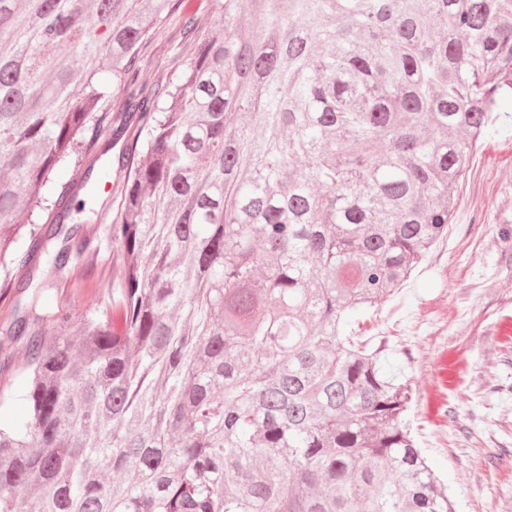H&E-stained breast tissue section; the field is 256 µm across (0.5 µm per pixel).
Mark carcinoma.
<instances>
[{
	"label": "carcinoma",
	"instance_id": "1",
	"mask_svg": "<svg viewBox=\"0 0 512 512\" xmlns=\"http://www.w3.org/2000/svg\"><path fill=\"white\" fill-rule=\"evenodd\" d=\"M510 98L512 0H0V267L64 269L55 171L135 127L120 298L7 330L0 512H453L348 317L448 236ZM187 52L181 54L175 58L173 55L160 57L157 64L146 74L145 79L149 85L153 84H165L172 78L175 79L176 75H179L180 69L182 68L181 62L187 60ZM179 65V66H178ZM64 245V242L62 241V238L57 239L54 244L50 247V254L45 253L43 251L35 253L27 266L22 267L21 265H12L11 267V274H13V277H16V281H20L24 279L26 276L29 267L37 266L39 268H44L48 265V262L52 258V254L58 251L62 246Z\"/></svg>",
	"mask_w": 512,
	"mask_h": 512
}]
</instances>
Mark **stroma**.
I'll return each mask as SVG.
<instances>
[{
  "mask_svg": "<svg viewBox=\"0 0 512 512\" xmlns=\"http://www.w3.org/2000/svg\"><path fill=\"white\" fill-rule=\"evenodd\" d=\"M123 172L92 210H72L89 240L35 295L0 296V418L20 420L26 339L7 335L18 303L38 297L51 319L105 307L122 288L127 263L108 227L122 206ZM355 341L388 346L390 368L409 378L411 427L454 512H512V104L499 113L470 162L448 226L403 288L350 317Z\"/></svg>",
  "mask_w": 512,
  "mask_h": 512,
  "instance_id": "obj_1",
  "label": "stroma"
}]
</instances>
